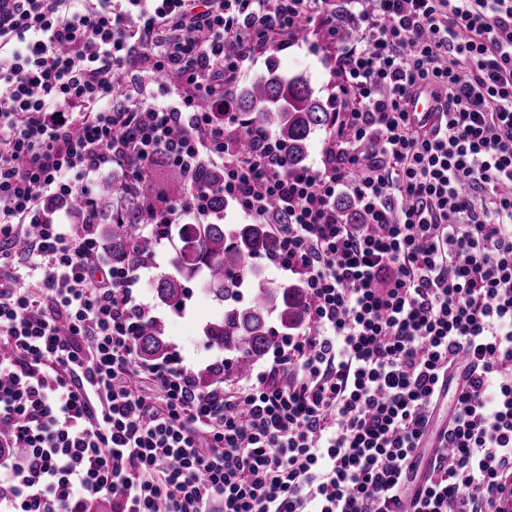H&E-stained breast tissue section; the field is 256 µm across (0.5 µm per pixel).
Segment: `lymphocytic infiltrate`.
Instances as JSON below:
<instances>
[{
    "label": "lymphocytic infiltrate",
    "instance_id": "lymphocytic-infiltrate-1",
    "mask_svg": "<svg viewBox=\"0 0 512 512\" xmlns=\"http://www.w3.org/2000/svg\"><path fill=\"white\" fill-rule=\"evenodd\" d=\"M0 0V512H498L512 484V0ZM335 49L336 127L290 168L225 125L298 24ZM238 49L228 52L229 42ZM175 77L146 102L137 69ZM431 93L427 120L410 112ZM220 168L270 224L307 323L255 376L143 360L154 254L104 262L85 185ZM353 198L362 223L336 209ZM82 199L73 211L74 199Z\"/></svg>",
    "mask_w": 512,
    "mask_h": 512
}]
</instances>
